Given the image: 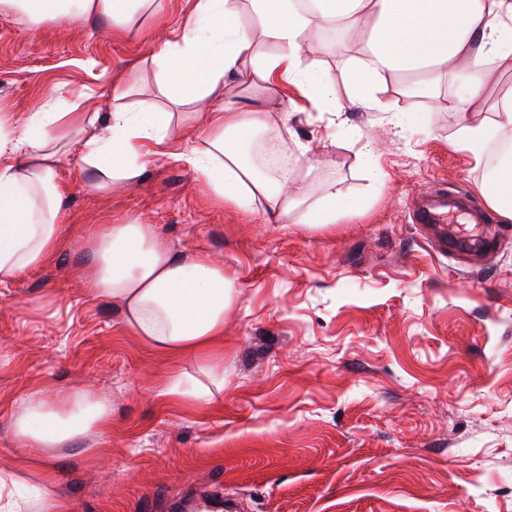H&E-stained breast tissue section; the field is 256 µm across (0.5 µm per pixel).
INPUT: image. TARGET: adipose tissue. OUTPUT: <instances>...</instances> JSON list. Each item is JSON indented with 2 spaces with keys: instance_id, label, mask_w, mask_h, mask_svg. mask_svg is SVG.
<instances>
[{
  "instance_id": "ef3b65f1",
  "label": "adipose tissue",
  "mask_w": 512,
  "mask_h": 512,
  "mask_svg": "<svg viewBox=\"0 0 512 512\" xmlns=\"http://www.w3.org/2000/svg\"><path fill=\"white\" fill-rule=\"evenodd\" d=\"M260 22L253 30L240 22V0H196L176 40L159 43L153 55L155 80L168 102L130 104L128 87L112 92V110L25 113L20 121L0 115V285L46 265L56 254L63 205L69 192L61 177L60 155L80 148V168L101 193L138 182L147 160L167 153L180 120L179 109L200 105L196 136L202 147L186 154L217 196L251 209L264 200L268 221L296 215L303 224H332L341 199L335 183L313 197L308 178H269L248 162L243 143L266 124L261 113L238 110L224 99L227 82L261 80L268 95L295 86L307 106L342 117L352 109H395L377 98L389 81L406 77L405 96L434 92L435 78L448 76L459 91L448 110L468 115L461 137L478 144L485 122L471 104L484 87V63L512 61V0H249ZM32 21L74 15L102 19L128 29L143 5L161 12L164 0H0ZM372 22L368 39L349 71L352 92L336 97L335 78L311 76L301 66L306 39L327 25L357 28ZM94 261L87 279L91 293L115 304L123 324L164 354H202L203 380L174 376L167 395L195 401L224 386V365L207 358L224 334V312L233 282L223 263L200 252L177 258L151 224H107L85 239ZM112 422L103 398L80 390L48 392L37 387L23 395L9 415L19 449L63 450L102 434ZM50 466L39 485L28 488L23 458L0 466V512H72L56 490Z\"/></svg>"
}]
</instances>
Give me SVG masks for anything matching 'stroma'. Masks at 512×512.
I'll list each match as a JSON object with an SVG mask.
<instances>
[{
	"label": "stroma",
	"instance_id": "35a3bbf8",
	"mask_svg": "<svg viewBox=\"0 0 512 512\" xmlns=\"http://www.w3.org/2000/svg\"><path fill=\"white\" fill-rule=\"evenodd\" d=\"M195 2L165 0L132 37L0 9V113L85 92L108 112L114 83L128 79L157 96L155 36ZM358 53L328 30L302 62L334 75L344 99ZM487 68L475 110L491 129L476 151L458 140L466 115L411 100L396 81L379 93L396 111L356 110L334 127L326 112L291 114L288 94L271 101L261 86L227 84L226 99L264 112L290 172L334 181L361 204L332 224L268 223L263 204L239 210L167 155L140 182L100 194L71 147L57 255L0 286V462L15 456L8 413L22 393L82 389L111 401L112 426L87 440L93 459L51 461L77 512H171L196 488L238 512H512V223L480 192L494 147L512 140L493 126L512 63ZM441 190L467 193L481 212L482 223L453 222L458 239L487 238L485 251L448 249L413 222L412 196ZM105 224L154 225L179 259L206 252L233 279L217 345L224 387L205 402L162 393L175 372L198 376L194 357L155 351L77 278L92 263L84 239ZM47 293L56 305L32 312Z\"/></svg>",
	"mask_w": 512,
	"mask_h": 512
}]
</instances>
